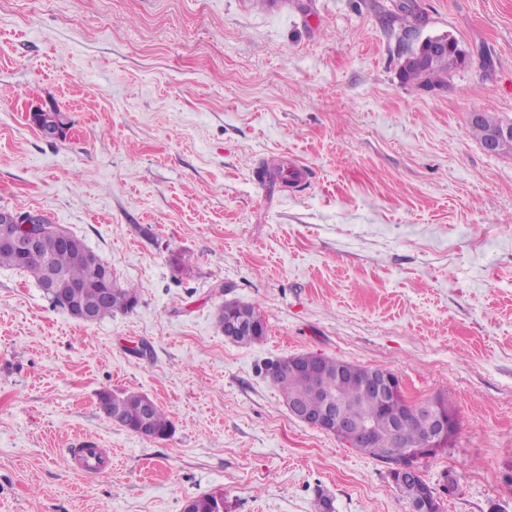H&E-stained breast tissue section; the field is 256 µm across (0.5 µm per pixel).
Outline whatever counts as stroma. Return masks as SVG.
<instances>
[{"instance_id": "1", "label": "stroma", "mask_w": 512, "mask_h": 512, "mask_svg": "<svg viewBox=\"0 0 512 512\" xmlns=\"http://www.w3.org/2000/svg\"><path fill=\"white\" fill-rule=\"evenodd\" d=\"M416 2L421 36L467 53L449 89L401 81L393 0H0V208L139 293L88 324L0 267V512H314L320 490L409 512L387 463L290 415L265 366L307 352L446 399L459 429L422 477L444 512H512V153L469 132L512 120V0ZM275 155L308 179L264 177ZM227 299L262 340L225 339ZM105 389L149 394L173 435L107 419ZM82 438L110 472L68 467ZM28 119L41 135L47 138H61L69 130L63 115L54 107L36 106L31 108ZM479 118V113H473L471 116V120H477ZM470 122V133L473 137L479 139L480 143H482L486 137V132L493 128L500 126L505 123H509L508 121L503 122L497 118H493L489 115L482 114L481 120L479 122ZM512 123V122H511ZM504 125L501 129L492 130L488 133L484 143L483 148L491 154H498L501 151H504L508 148H512V124ZM216 321L223 332L225 321H234L246 328L238 336H226L237 344L249 345L260 341L266 334V324L260 312L253 306L242 304L236 300L224 302L217 313Z\"/></svg>"}]
</instances>
